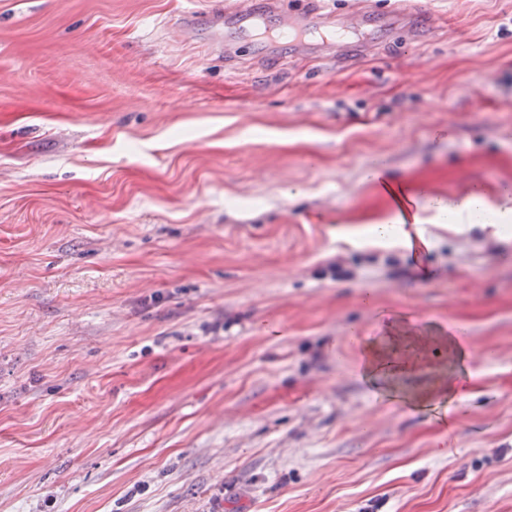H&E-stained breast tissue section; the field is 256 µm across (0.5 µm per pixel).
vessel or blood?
Masks as SVG:
<instances>
[{
	"label": "vessel or blood",
	"mask_w": 512,
	"mask_h": 512,
	"mask_svg": "<svg viewBox=\"0 0 512 512\" xmlns=\"http://www.w3.org/2000/svg\"><path fill=\"white\" fill-rule=\"evenodd\" d=\"M433 21L428 10L377 12L369 6L350 14H334L323 8L283 15L277 0H264L261 11L245 6L221 7L215 13L216 26L210 34L213 43L250 39L255 52L268 55L280 40H287L290 51L316 48L354 51L379 43L382 33L399 29L427 31Z\"/></svg>",
	"instance_id": "b4317fda"
}]
</instances>
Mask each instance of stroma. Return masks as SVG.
I'll return each instance as SVG.
<instances>
[{
    "instance_id": "1",
    "label": "stroma",
    "mask_w": 512,
    "mask_h": 512,
    "mask_svg": "<svg viewBox=\"0 0 512 512\" xmlns=\"http://www.w3.org/2000/svg\"><path fill=\"white\" fill-rule=\"evenodd\" d=\"M214 2L0 0V512H512V230L411 256L362 179L512 187V0L356 61L177 35ZM365 373L367 379L384 396L394 397L414 408H425L441 393L448 396L452 393L451 401H463L466 388L452 386L448 389L446 378L441 379L436 391L430 394L412 393L404 389L402 381L413 374L417 363L402 361L382 350L368 346L364 350Z\"/></svg>"
}]
</instances>
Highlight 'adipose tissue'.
Listing matches in <instances>:
<instances>
[{"mask_svg": "<svg viewBox=\"0 0 512 512\" xmlns=\"http://www.w3.org/2000/svg\"><path fill=\"white\" fill-rule=\"evenodd\" d=\"M389 193L395 202L391 218L370 225L368 229L370 237L378 243L404 247L425 243V224L429 221L450 225L459 233L468 231L474 220L486 216L493 217L500 225L512 222V190L508 188L496 197L476 189L457 201L432 195L419 196L416 186L404 183L390 188ZM364 363L367 379L381 395L396 398L411 407H426L439 393H451L457 402L464 399V387L449 386L444 379L432 394L407 391L402 382L413 374L415 364L378 348H365Z\"/></svg>", "mask_w": 512, "mask_h": 512, "instance_id": "ef3b65f1", "label": "adipose tissue"}]
</instances>
